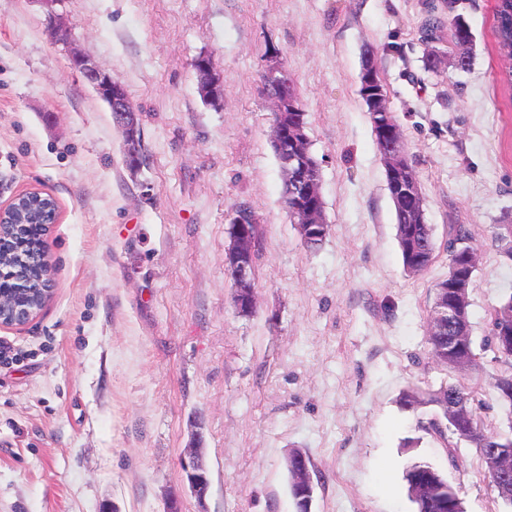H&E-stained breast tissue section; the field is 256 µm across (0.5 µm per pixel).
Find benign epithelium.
Masks as SVG:
<instances>
[{
  "mask_svg": "<svg viewBox=\"0 0 512 512\" xmlns=\"http://www.w3.org/2000/svg\"><path fill=\"white\" fill-rule=\"evenodd\" d=\"M49 32L56 42H71V32L62 18L49 16ZM72 68L80 73L112 112L113 118L121 125H126L134 112L128 96L112 74L101 68L82 50H71ZM196 73L199 77L201 95L209 100L223 98L224 87L214 77L211 62L202 57L196 61ZM364 96L373 126L380 132L384 142L383 160L386 169L393 176H398L406 165V155L398 129L390 119L385 105L383 79L377 69L369 66L362 70ZM278 87L277 119L275 120L274 147L282 154V167L291 175V180L303 181L305 193L316 200H321L313 166L309 161L300 124L284 126L285 108L293 107L297 92L288 71L273 67L262 76V89L269 86ZM421 195L420 185L415 178H403L393 182V198L399 202L405 197L417 198ZM319 207L310 204L296 209L302 220L303 229L314 235L320 229L317 214ZM58 207L44 199L42 192L31 189L15 195L7 204L0 206V283L5 288L0 290V327L22 326L31 321L37 311L33 309L36 299L47 302L53 291L52 265L49 260L47 245L38 251L20 253L18 241L24 224L43 225L42 235L49 233V225L57 223ZM246 220L237 221L233 245L228 250L224 267L233 279L237 308L241 312H250L254 308L253 285V250L247 233ZM464 287L445 289V294L435 310L431 321V334L448 335V356L453 357L462 347L468 336L458 331L457 323L462 318L461 300ZM448 418L458 429L466 432L472 429V414L461 402L448 401ZM204 439L202 432L193 434L192 447L181 458V465L186 474L189 488L199 501H204L210 489V474L205 463ZM485 463L491 468L504 490L512 489V448H491L484 456ZM296 501L303 512H311L313 496V479L308 465L296 461L295 488Z\"/></svg>",
  "mask_w": 512,
  "mask_h": 512,
  "instance_id": "7a95c632",
  "label": "benign epithelium"
}]
</instances>
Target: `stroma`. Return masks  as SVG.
Instances as JSON below:
<instances>
[{
	"mask_svg": "<svg viewBox=\"0 0 512 512\" xmlns=\"http://www.w3.org/2000/svg\"><path fill=\"white\" fill-rule=\"evenodd\" d=\"M442 0H0V205L38 189L59 217L47 235L51 299L0 327V512H297L286 458L321 480L311 512H415L404 471L441 469L466 512H512L476 448L416 428L402 392L462 372L429 356L428 319L448 273V227L479 255L469 290L473 408L507 429L494 383L512 367L487 343L512 293L493 239L512 220V94L492 33L493 0H463L474 41L453 67L447 32L423 22ZM125 83L143 163L52 40L49 14ZM382 71L434 229L435 259L408 275L367 107L366 52ZM441 63L428 69L426 59ZM210 57L224 98L203 99ZM288 70L307 111L331 231L308 250L283 209L276 104L263 72ZM258 224L255 306L238 314L224 271L238 209ZM204 435L211 486L191 494L181 457ZM418 446L405 450V439Z\"/></svg>",
	"mask_w": 512,
	"mask_h": 512,
	"instance_id": "stroma-1",
	"label": "stroma"
}]
</instances>
